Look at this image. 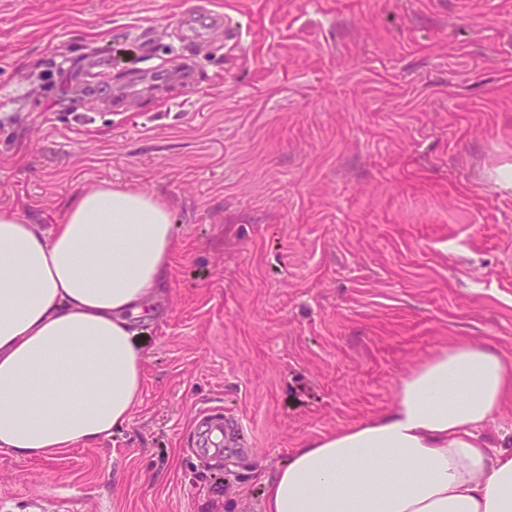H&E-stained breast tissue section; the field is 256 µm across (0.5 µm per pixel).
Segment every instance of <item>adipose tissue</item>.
<instances>
[{
  "label": "adipose tissue",
  "instance_id": "adipose-tissue-1",
  "mask_svg": "<svg viewBox=\"0 0 512 512\" xmlns=\"http://www.w3.org/2000/svg\"><path fill=\"white\" fill-rule=\"evenodd\" d=\"M173 213L155 192L78 189L50 230L0 211V449L51 458L125 426L144 383L133 317L162 292ZM512 357L441 348L391 406L308 440L264 480L263 512H512Z\"/></svg>",
  "mask_w": 512,
  "mask_h": 512
}]
</instances>
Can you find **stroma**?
I'll return each mask as SVG.
<instances>
[{
  "label": "stroma",
  "mask_w": 512,
  "mask_h": 512,
  "mask_svg": "<svg viewBox=\"0 0 512 512\" xmlns=\"http://www.w3.org/2000/svg\"><path fill=\"white\" fill-rule=\"evenodd\" d=\"M510 174L512 0H0V210L46 230L107 181L176 236L129 423L0 451V512H261L439 348L512 355ZM222 23V15L201 11L182 19V29L189 31L192 37L202 38L204 30L212 29Z\"/></svg>",
  "instance_id": "obj_1"
}]
</instances>
